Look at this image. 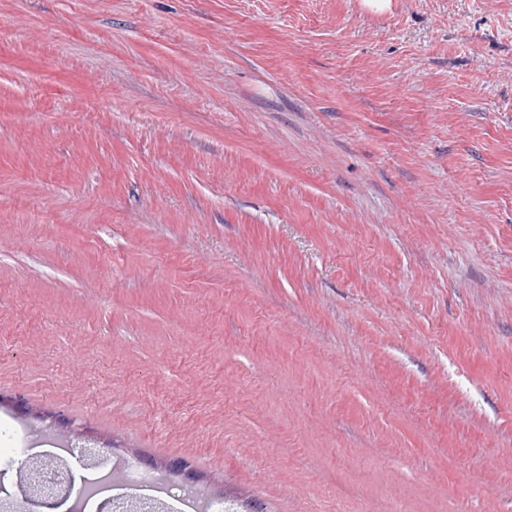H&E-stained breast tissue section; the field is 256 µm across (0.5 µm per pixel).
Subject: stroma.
Listing matches in <instances>:
<instances>
[{
  "label": "stroma",
  "instance_id": "obj_1",
  "mask_svg": "<svg viewBox=\"0 0 512 512\" xmlns=\"http://www.w3.org/2000/svg\"><path fill=\"white\" fill-rule=\"evenodd\" d=\"M267 512H512V0H0V396Z\"/></svg>",
  "mask_w": 512,
  "mask_h": 512
}]
</instances>
